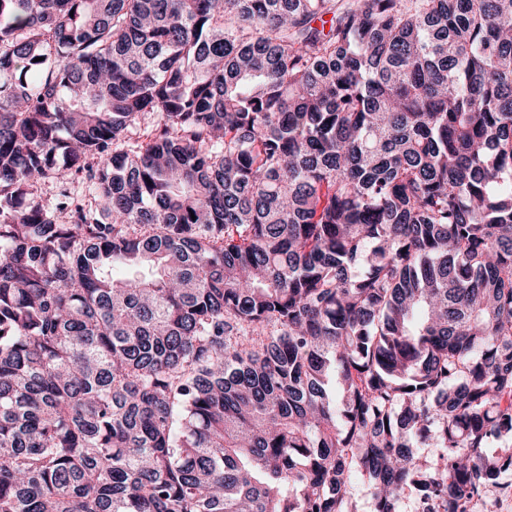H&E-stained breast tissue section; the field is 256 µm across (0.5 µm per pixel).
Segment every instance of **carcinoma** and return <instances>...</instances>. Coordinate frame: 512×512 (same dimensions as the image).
Wrapping results in <instances>:
<instances>
[{
    "mask_svg": "<svg viewBox=\"0 0 512 512\" xmlns=\"http://www.w3.org/2000/svg\"><path fill=\"white\" fill-rule=\"evenodd\" d=\"M507 469L512 0H0V512Z\"/></svg>",
    "mask_w": 512,
    "mask_h": 512,
    "instance_id": "obj_1",
    "label": "carcinoma"
}]
</instances>
